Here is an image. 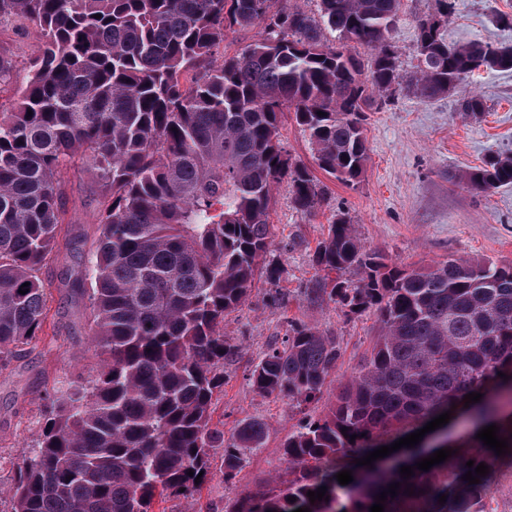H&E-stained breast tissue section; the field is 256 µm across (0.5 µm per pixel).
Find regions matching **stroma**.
Here are the masks:
<instances>
[{
    "label": "stroma",
    "instance_id": "obj_1",
    "mask_svg": "<svg viewBox=\"0 0 512 512\" xmlns=\"http://www.w3.org/2000/svg\"><path fill=\"white\" fill-rule=\"evenodd\" d=\"M437 9V0H402L391 32L401 74L411 73L418 63V19ZM503 14L512 15V0H456L441 33L454 45L475 40L512 44V28L498 23ZM39 46L35 26L0 30V53L14 63L10 79L0 82V112L11 111ZM472 94L485 102L477 116L458 109L459 99ZM365 136L369 159L360 182L348 186L318 172L326 196L314 214L297 213L287 184H280L270 222L274 255L285 273L275 286L256 278L247 302L224 317V338L236 355L224 366V394L214 405L213 420L228 430L243 419L263 422L268 428L264 448L233 482L214 477L192 497L157 503L156 512H224L225 503L284 474L288 463L282 445L288 434L305 417L321 414L326 398L370 352L378 332L373 315L347 318L333 302H311L306 296L322 277L312 255L334 217H346L366 249L381 251L399 264L451 257L512 263V188L476 195L455 179L491 155L512 152V71L475 72L432 101L395 93L369 111ZM63 191L61 234L42 270L49 287L44 333L0 366V512H11L9 490L31 455L49 398L66 397L99 370L90 348L87 300L71 284L99 236L101 190L75 167L65 176ZM292 320L336 337L343 348L323 400L299 405L261 395L248 383L252 367L283 340Z\"/></svg>",
    "mask_w": 512,
    "mask_h": 512
}]
</instances>
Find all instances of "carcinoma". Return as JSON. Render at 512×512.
Instances as JSON below:
<instances>
[{
    "mask_svg": "<svg viewBox=\"0 0 512 512\" xmlns=\"http://www.w3.org/2000/svg\"><path fill=\"white\" fill-rule=\"evenodd\" d=\"M438 2L442 22H417L420 63L405 81L389 44L401 0H319L316 16L293 0H0V27L29 22L41 38L14 110L0 112L1 364L43 333L41 271L61 226L63 171L78 156L103 188L84 275L100 371L41 427L12 486V512H155L158 499L192 496L215 476V450L229 483L246 453L264 447V423L226 435L212 405L235 353L224 314L245 303L256 276L275 285L284 274L267 258L274 190L287 182L304 216L325 194L288 154L281 117L293 114L320 170L353 186L377 101L397 88L432 100L481 68L512 70V45L448 44L440 29L452 0ZM254 28L241 53L216 55L227 32ZM357 46L373 51L369 65ZM457 179L476 195L512 186V153ZM313 263L324 276L308 298H328L347 318L372 313L379 335L324 412L288 435L287 476L225 512H370L397 482L384 512H483L490 476L463 477L500 460L476 438L492 424L512 460V264L408 269L366 249L343 216ZM341 355L335 337L290 321L249 383L299 405L317 401ZM472 392L482 398L466 408ZM448 410L470 415L481 453L409 478L400 468L431 452L403 447L389 468L355 464ZM342 470L352 471L347 485L336 479ZM322 486L329 500L310 502L307 492Z\"/></svg>",
    "mask_w": 512,
    "mask_h": 512,
    "instance_id": "cac0c4a2",
    "label": "carcinoma"
}]
</instances>
